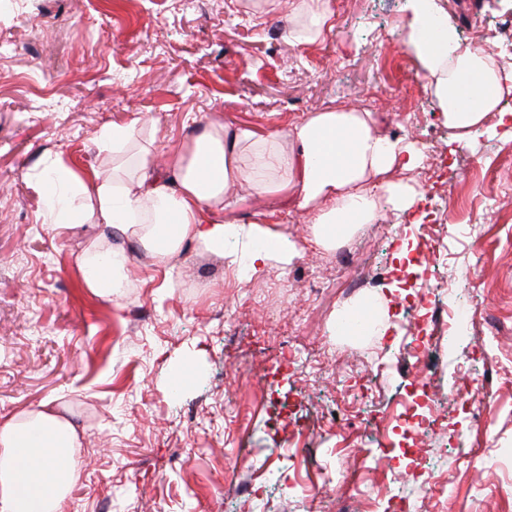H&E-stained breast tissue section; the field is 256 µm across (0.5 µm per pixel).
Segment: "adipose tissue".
Instances as JSON below:
<instances>
[{"instance_id":"ef3b65f1","label":"adipose tissue","mask_w":512,"mask_h":512,"mask_svg":"<svg viewBox=\"0 0 512 512\" xmlns=\"http://www.w3.org/2000/svg\"><path fill=\"white\" fill-rule=\"evenodd\" d=\"M407 43L426 81L434 112L467 145L488 114L512 96V70L458 39L436 0H408ZM295 42L319 38L331 14L329 0H298ZM143 123L104 125L97 136L115 165L104 179H73L48 161L40 182L51 215L80 211L113 235L140 241L158 260L196 242L220 251L228 239L252 241L246 264L260 273L270 262L290 264L295 257L282 236L256 220L224 223L226 195L237 184L265 191L271 180L289 178L295 191L288 207L310 214L317 245L333 247L355 225L378 220L380 199L406 212L421 198L413 185L391 178L394 169L414 171L422 161L413 144L392 140L379 129L376 113L331 107L310 113L266 138L248 128L228 130L202 123L188 159L174 176L158 171L149 149H134ZM86 286L95 295L119 300L128 279V259L113 255L97 265L87 254ZM79 428L43 402L0 424V512H64L79 476L73 450Z\"/></svg>"}]
</instances>
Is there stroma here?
Wrapping results in <instances>:
<instances>
[{"label": "stroma", "mask_w": 512, "mask_h": 512, "mask_svg": "<svg viewBox=\"0 0 512 512\" xmlns=\"http://www.w3.org/2000/svg\"><path fill=\"white\" fill-rule=\"evenodd\" d=\"M407 0H331L324 34L289 37L291 0L259 16L251 0H0V416L53 401L83 432L68 512H512V128L491 113L469 146L433 111L406 45ZM465 43L491 50L512 0H440ZM366 109L387 136L409 129L424 154L423 199L350 240L342 269L286 211L287 186L238 187L225 221L275 213L298 256L251 283L224 285L225 255L186 244L157 263L127 246L119 302L93 294L81 255L104 249L97 224H50L37 177L47 159L86 179L112 172L96 137L140 114L141 143L167 174L194 118L265 136L328 107ZM439 227V249L419 229ZM368 276L369 297L347 292ZM490 313L496 332L457 319L428 365L410 343L411 305ZM370 304L378 326L340 334ZM440 369L448 409L420 456L387 417ZM190 371L171 395L175 366ZM390 377L377 382V367ZM486 396L484 419L469 398ZM348 417L327 422L336 407ZM439 473L444 497L429 494ZM267 483L252 501L247 484Z\"/></svg>", "instance_id": "stroma-1"}]
</instances>
